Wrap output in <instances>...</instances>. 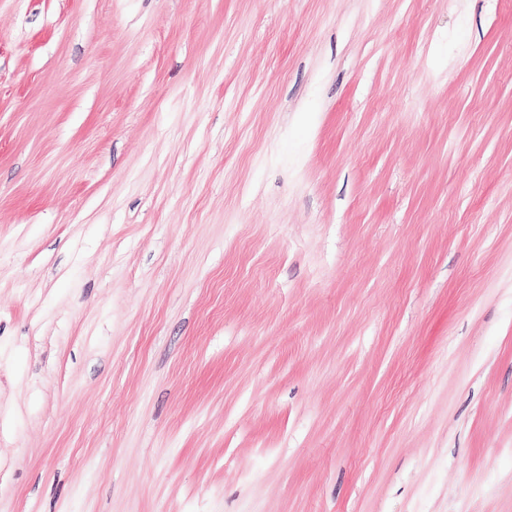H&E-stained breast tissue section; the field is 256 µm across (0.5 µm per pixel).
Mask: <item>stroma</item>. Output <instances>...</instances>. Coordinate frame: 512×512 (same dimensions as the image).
Listing matches in <instances>:
<instances>
[{"label": "stroma", "mask_w": 512, "mask_h": 512, "mask_svg": "<svg viewBox=\"0 0 512 512\" xmlns=\"http://www.w3.org/2000/svg\"><path fill=\"white\" fill-rule=\"evenodd\" d=\"M0 512H512V0H0Z\"/></svg>", "instance_id": "1"}]
</instances>
